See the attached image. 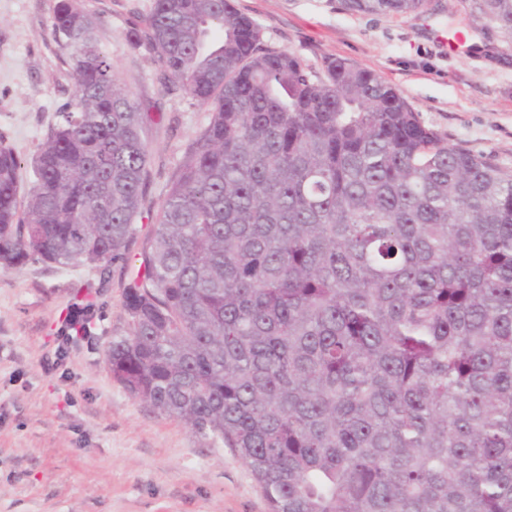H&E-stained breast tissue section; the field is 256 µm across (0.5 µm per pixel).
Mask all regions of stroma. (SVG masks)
<instances>
[{
    "mask_svg": "<svg viewBox=\"0 0 512 512\" xmlns=\"http://www.w3.org/2000/svg\"><path fill=\"white\" fill-rule=\"evenodd\" d=\"M153 0H82L98 16L99 50L116 78L157 118L149 138L151 184L136 220L147 233L186 145L207 124L205 108L160 81V67L129 36ZM57 0H0V144L30 160L72 102L70 48L52 34ZM265 46L321 68L342 58L395 85L421 121L448 141L512 171V43L469 9L431 0L408 16L366 15L341 0H234ZM464 30L452 53L449 31ZM128 263L59 268L31 262L0 271V512H269L250 469L180 419L159 414L116 382L106 353L124 319ZM93 302L90 338L61 340L76 299ZM61 356L58 370L45 367Z\"/></svg>",
    "mask_w": 512,
    "mask_h": 512,
    "instance_id": "obj_1",
    "label": "stroma"
}]
</instances>
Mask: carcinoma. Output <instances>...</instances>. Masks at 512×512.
<instances>
[{
  "instance_id": "carcinoma-1",
  "label": "carcinoma",
  "mask_w": 512,
  "mask_h": 512,
  "mask_svg": "<svg viewBox=\"0 0 512 512\" xmlns=\"http://www.w3.org/2000/svg\"><path fill=\"white\" fill-rule=\"evenodd\" d=\"M472 9L512 41V0ZM96 27L59 0L76 103L28 191L0 146L1 271L128 261L154 120ZM133 36L210 119L124 287L112 377L234 449L270 512H512V174L378 74L263 47L231 0H153ZM94 317L76 302L65 328Z\"/></svg>"
}]
</instances>
